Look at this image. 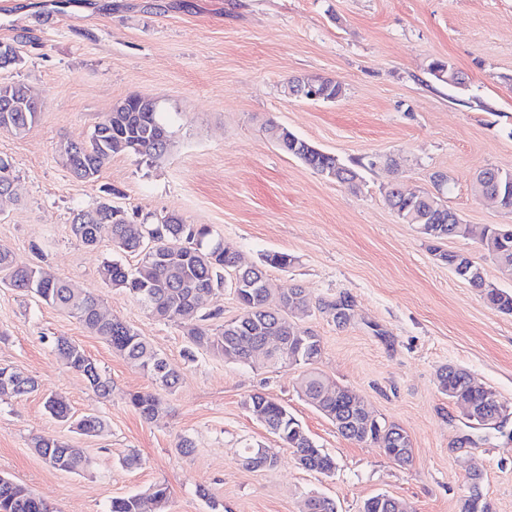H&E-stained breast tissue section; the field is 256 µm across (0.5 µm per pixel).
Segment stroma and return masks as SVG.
<instances>
[{"instance_id": "obj_1", "label": "stroma", "mask_w": 512, "mask_h": 512, "mask_svg": "<svg viewBox=\"0 0 512 512\" xmlns=\"http://www.w3.org/2000/svg\"><path fill=\"white\" fill-rule=\"evenodd\" d=\"M12 3L10 15L0 14V43L12 44L19 62L0 70V82L34 90L42 114L25 135L0 132L16 189L0 203V247L18 264L41 263L99 296L180 379L159 414L142 418L128 397L153 390L149 377L75 319L0 284V365L38 382L30 394L0 399V476L55 512H108L112 499L156 483L169 488L168 512H212L201 487L224 512H302L312 496L359 512L378 493L409 512H461L475 485L489 512H512V315L490 307L440 258L469 254L488 284L512 292V278L478 237L483 226L512 225V210L472 190L478 171L512 170V0ZM438 59L465 74V87L431 75ZM303 76L335 80L344 94L335 102L287 96L288 79ZM131 94L171 113L168 154L153 163L119 154L96 182L76 180L58 159L60 144L86 140L113 102ZM272 123L342 162L376 166L349 190L282 152ZM436 173L447 176L448 204L474 233L434 251L385 194L394 184L433 190ZM107 187L120 192L113 205L140 217L173 212L209 225L242 265L288 253L290 266L268 271L279 291L301 287L314 302L350 297L346 324L317 309L294 322L320 337L319 372L407 432L411 464L342 436L299 395L301 366L253 368L206 351L187 360L180 325L102 281L108 244L88 247L70 230L74 209L96 205ZM59 336L99 364L112 381L110 398L59 360ZM451 364L496 393L507 409L504 428L471 425L442 392L439 373ZM256 392L285 406L334 457L333 473L300 467L244 409ZM52 394L75 416H100L104 430L72 432L46 409ZM37 436L84 449L90 471L53 469L32 446ZM249 445L279 449L277 466L242 468ZM131 455L136 465L125 466Z\"/></svg>"}]
</instances>
